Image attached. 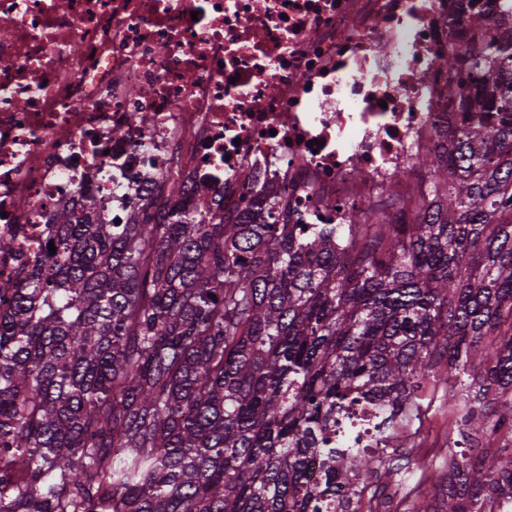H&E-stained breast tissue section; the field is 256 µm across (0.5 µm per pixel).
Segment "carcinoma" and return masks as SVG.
Here are the masks:
<instances>
[{"mask_svg":"<svg viewBox=\"0 0 512 512\" xmlns=\"http://www.w3.org/2000/svg\"><path fill=\"white\" fill-rule=\"evenodd\" d=\"M486 2L496 31L440 58L478 103L425 194L347 224L177 181L125 224L57 209L0 285V512H382L427 468L430 378L458 438L424 512H512V0Z\"/></svg>","mask_w":512,"mask_h":512,"instance_id":"cac0c4a2","label":"carcinoma"}]
</instances>
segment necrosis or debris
Listing matches in <instances>:
<instances>
[{
  "instance_id": "1",
  "label": "necrosis or debris",
  "mask_w": 512,
  "mask_h": 512,
  "mask_svg": "<svg viewBox=\"0 0 512 512\" xmlns=\"http://www.w3.org/2000/svg\"><path fill=\"white\" fill-rule=\"evenodd\" d=\"M470 0H0V282L57 207L126 220L178 179L245 211L345 224L426 187L463 91ZM138 95H130V88Z\"/></svg>"
}]
</instances>
